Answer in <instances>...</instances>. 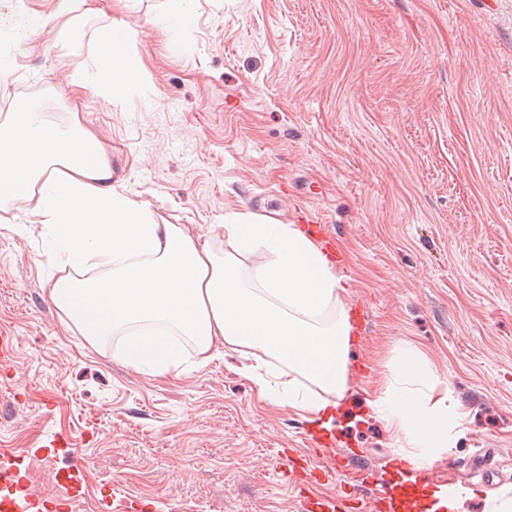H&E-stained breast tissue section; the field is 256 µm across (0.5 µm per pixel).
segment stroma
<instances>
[{"label": "stroma", "instance_id": "stroma-1", "mask_svg": "<svg viewBox=\"0 0 512 512\" xmlns=\"http://www.w3.org/2000/svg\"><path fill=\"white\" fill-rule=\"evenodd\" d=\"M193 23L159 24L165 0H82L92 27L119 24L137 79L119 97L73 91L96 65L92 38L57 44L54 0H0V71L11 99L78 121L112 152V183L159 222L221 238L237 213L280 224L319 217L350 285L357 340L335 429L389 467L409 446L367 412L414 347L467 415L436 462L489 458L501 472L463 486L466 512L512 488V0H190ZM56 262L30 206L0 210V460L57 492L65 437L84 496L61 512L142 500L153 512H300L320 491L303 419L263 397L248 361L216 344L178 373L129 368L110 343L65 325L47 293ZM66 447V444L55 435L45 442L43 448L39 449L45 459L50 461L60 456L72 459L71 464L57 470L56 485L68 498H75L80 494L83 487L84 465L77 458L74 460V448Z\"/></svg>", "mask_w": 512, "mask_h": 512}]
</instances>
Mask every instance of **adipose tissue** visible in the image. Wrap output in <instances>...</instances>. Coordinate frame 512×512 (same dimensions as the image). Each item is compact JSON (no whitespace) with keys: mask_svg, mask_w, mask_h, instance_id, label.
Wrapping results in <instances>:
<instances>
[{"mask_svg":"<svg viewBox=\"0 0 512 512\" xmlns=\"http://www.w3.org/2000/svg\"><path fill=\"white\" fill-rule=\"evenodd\" d=\"M96 56L95 69L74 74L76 89L114 95L135 80L119 29L99 34ZM20 202L32 204L58 260L49 296L88 342L124 337L128 366L163 375L182 362L167 337L186 338L204 359L223 341L256 362L273 359L277 382L253 376L262 396L331 427L354 328L347 313H326L348 285L299 225L228 214L229 249L194 240L113 186L112 156L92 131L27 108L0 122V207ZM394 374L395 385L368 406L411 445L406 460L415 469L447 447L450 423L465 410L449 406L416 350L403 351ZM303 379L310 389H301Z\"/></svg>","mask_w":512,"mask_h":512,"instance_id":"obj_1","label":"adipose tissue"}]
</instances>
